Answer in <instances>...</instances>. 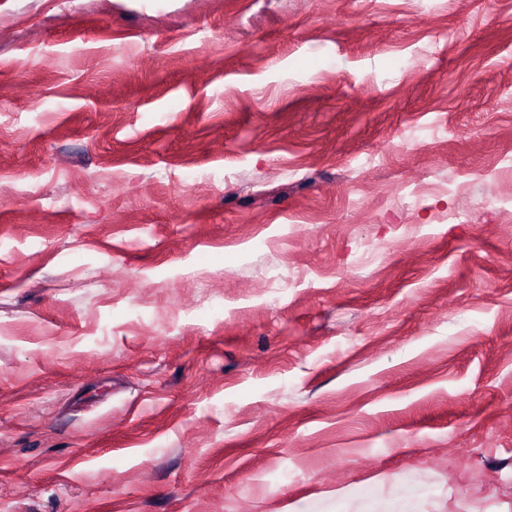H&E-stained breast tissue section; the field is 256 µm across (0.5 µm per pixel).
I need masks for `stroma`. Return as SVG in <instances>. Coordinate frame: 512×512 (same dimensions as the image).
Wrapping results in <instances>:
<instances>
[{
    "label": "stroma",
    "mask_w": 512,
    "mask_h": 512,
    "mask_svg": "<svg viewBox=\"0 0 512 512\" xmlns=\"http://www.w3.org/2000/svg\"><path fill=\"white\" fill-rule=\"evenodd\" d=\"M512 512V0H0V512Z\"/></svg>",
    "instance_id": "35a3bbf8"
}]
</instances>
